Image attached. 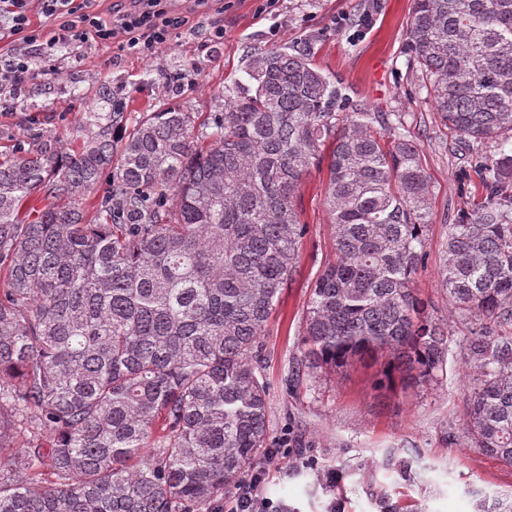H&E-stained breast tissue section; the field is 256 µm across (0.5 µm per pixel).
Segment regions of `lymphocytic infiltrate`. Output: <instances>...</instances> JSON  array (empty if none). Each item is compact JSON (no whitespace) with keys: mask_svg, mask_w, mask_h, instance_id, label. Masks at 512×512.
I'll return each instance as SVG.
<instances>
[{"mask_svg":"<svg viewBox=\"0 0 512 512\" xmlns=\"http://www.w3.org/2000/svg\"><path fill=\"white\" fill-rule=\"evenodd\" d=\"M30 0H0L13 33L23 34L26 43L40 41L47 46L106 45L118 42L121 50L149 57L173 45L188 23L187 17L173 12L171 0H133L132 10L116 12L112 22L103 21L92 10V0H40L41 10L54 20L49 36L31 29ZM293 438L283 434L275 448L269 449L262 466L252 473L236 492L229 512H288L287 504L275 502L264 494V485L272 467L290 456Z\"/></svg>","mask_w":512,"mask_h":512,"instance_id":"f902f5d3","label":"lymphocytic infiltrate"}]
</instances>
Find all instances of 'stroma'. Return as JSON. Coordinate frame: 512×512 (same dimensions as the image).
<instances>
[{
  "instance_id": "obj_1",
  "label": "stroma",
  "mask_w": 512,
  "mask_h": 512,
  "mask_svg": "<svg viewBox=\"0 0 512 512\" xmlns=\"http://www.w3.org/2000/svg\"><path fill=\"white\" fill-rule=\"evenodd\" d=\"M256 7V0H232L220 44L209 37L213 12L205 0H175L174 10L188 16L191 29L151 57L128 55L114 43L55 51L53 74L21 91L0 86V99L10 104L0 112V154L77 147L92 130L93 112L123 113L129 128L145 113L172 105L206 115L225 87L249 86L251 53L309 45L315 64L373 111L402 113L408 123L431 183L429 256L415 286L437 318L449 319L452 343L443 378L420 389L376 391L378 366L361 363L313 379L295 377L310 285L334 258L324 206L327 173L312 171L301 189L308 233L298 273L284 288L263 342L268 440L293 430L297 447L318 467L271 474L265 493L290 512H325L333 497L344 512H494L495 501L512 502V468L466 445L462 412L474 371L459 343L470 325L450 316L439 279L446 227L480 200L481 190L461 180L474 151L460 148L430 102L414 91L418 80L405 53L412 0H280L271 15L257 14ZM340 16L361 23L340 29ZM330 469L342 474L333 494L321 479Z\"/></svg>"
}]
</instances>
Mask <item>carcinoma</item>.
Here are the masks:
<instances>
[{
	"label": "carcinoma",
	"instance_id": "obj_1",
	"mask_svg": "<svg viewBox=\"0 0 512 512\" xmlns=\"http://www.w3.org/2000/svg\"><path fill=\"white\" fill-rule=\"evenodd\" d=\"M412 4L419 90L458 143L494 145L440 280L476 320L465 434L512 467V0ZM247 75L202 121L169 106L125 133L121 113L97 114L72 152L0 162V512H224L267 448L261 339L308 231L300 186L323 164L335 259L310 286L301 372L384 353L380 386L443 371L448 324L413 288L430 178L404 116L371 111L307 46L260 49Z\"/></svg>",
	"mask_w": 512,
	"mask_h": 512
}]
</instances>
